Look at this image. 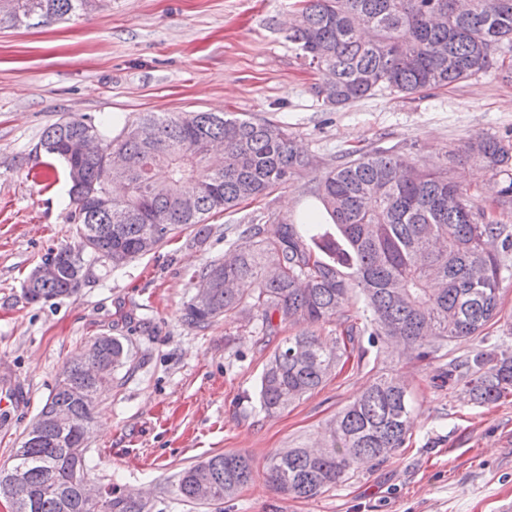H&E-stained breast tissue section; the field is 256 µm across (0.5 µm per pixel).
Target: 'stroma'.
<instances>
[{"instance_id": "35a3bbf8", "label": "stroma", "mask_w": 512, "mask_h": 512, "mask_svg": "<svg viewBox=\"0 0 512 512\" xmlns=\"http://www.w3.org/2000/svg\"><path fill=\"white\" fill-rule=\"evenodd\" d=\"M304 0H99L62 22L0 27V470L66 360L97 334L125 337L130 361L98 401L89 456L96 483L142 491L152 512H512V397L494 406L434 380V367L398 352L350 358L315 392L273 414L257 386L271 347L241 315L198 331L181 320L192 273L242 243L250 215L295 222L312 188L345 160L391 147L453 174L494 223L497 175L449 160L478 136L512 140V80L500 70L455 87L386 91L323 103L319 77L286 38ZM146 112H234L284 125L310 159L288 185L213 215L210 231H177L122 269L94 267L71 296L28 304L22 284L51 251L78 247L63 168L47 169L45 129L73 116L119 134ZM408 384L417 420L407 448L304 500L276 492L266 467L314 445L377 372ZM239 452L253 481L219 508L176 496L184 467Z\"/></svg>"}]
</instances>
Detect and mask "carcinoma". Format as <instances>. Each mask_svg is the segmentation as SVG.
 <instances>
[{
  "label": "carcinoma",
  "instance_id": "1",
  "mask_svg": "<svg viewBox=\"0 0 512 512\" xmlns=\"http://www.w3.org/2000/svg\"><path fill=\"white\" fill-rule=\"evenodd\" d=\"M499 2L504 7L494 10L492 0H464L450 17L448 0H305L288 42L324 74L315 93L336 106L384 90L409 95L448 88L504 65V52L512 51V0ZM88 10L89 0H0V24L52 22ZM145 122L153 126V144L135 134ZM88 130L103 151L70 161L67 142ZM214 141L224 143V153L212 157ZM41 146L66 171L80 168L81 179L70 182L72 219L81 242L91 240L94 248L74 261L69 248L47 256L59 276L28 277L27 304L70 296L93 265L120 269L184 226L203 231L209 216L288 184L308 164L285 127L228 113L148 112L115 138L87 118H72L51 125ZM115 151L127 159L128 190L108 211L97 195ZM463 152L495 174L512 162V144L493 136L467 142ZM159 169L166 180L156 179ZM313 192L331 223L316 221L312 211L298 224L251 217L231 263L213 260L193 272L207 296L190 298L182 309V322L199 331L235 311L264 339L298 327L264 366L260 408L275 412L318 389L348 347L362 357L370 348L379 355L391 339L427 363L452 342L478 339L471 354L439 366L436 378L463 385L469 401L482 406L512 396V349L483 336L500 320L503 282L512 280V231L489 221L448 171L420 168L391 147L339 164ZM186 195L196 196L192 211L181 207ZM109 255L124 262L109 264ZM355 292L362 306L354 310ZM333 321L344 333L334 346L307 329ZM93 340L109 371L93 376L80 352L71 356L67 376L56 381L13 453L12 468L24 479L10 491L0 488L12 512H146L145 503L116 486H106L95 503L83 495L82 482L93 470L87 453L96 402L129 361L124 337ZM55 413L69 423H55ZM415 420L406 382L378 375L336 414L322 446L290 448L272 459L267 481L284 495L311 498L406 447ZM252 474L243 455L219 453L180 471L176 492L188 502L221 505Z\"/></svg>",
  "mask_w": 512,
  "mask_h": 512
}]
</instances>
